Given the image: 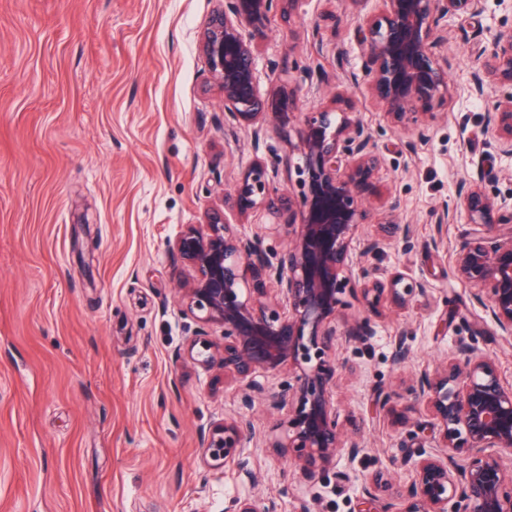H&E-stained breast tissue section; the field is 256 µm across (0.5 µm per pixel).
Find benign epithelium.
<instances>
[{"mask_svg":"<svg viewBox=\"0 0 512 512\" xmlns=\"http://www.w3.org/2000/svg\"><path fill=\"white\" fill-rule=\"evenodd\" d=\"M211 15L203 33L210 78L224 92L225 117L252 128L259 142L265 125L284 122L298 108L299 85L262 98L255 88L256 42L276 14L292 18L302 0H227ZM360 18L356 38L363 48L361 73L341 70L339 82L363 80L387 123L425 139L433 103L450 93L448 73L435 56L441 23L454 16L475 17L481 0H345ZM469 91L482 97L511 89L494 100L487 127L501 152L512 154V34L477 46ZM298 156V174L309 192L296 200L279 192L268 166L252 164L225 202L239 213L264 207L288 212L282 229L288 248L271 257L260 239L240 234L227 222L224 207L208 206L200 224H189L172 248L192 271L178 284L181 303L201 329H222V341H194L193 363L224 370V383L242 390L250 403L259 397L288 414L276 424L280 434L268 447L290 457L310 477L336 467L342 456L361 451L355 432L340 421L333 404L339 382L354 375L336 360L339 338L361 342L372 335L371 316L384 306L404 311L425 288L396 272L386 278L364 268L352 273V245L368 217L367 204L387 207L385 222L364 239L363 251L377 253L398 235L410 242L409 226L393 219L377 184L382 156L353 104L336 94V111L308 112L288 157ZM464 211L473 228L463 237L448 276L471 287L473 299L498 335L512 339V213L476 182L461 185L456 202L443 204L436 221H454ZM363 300L367 314L347 312L345 293ZM288 370L281 389L270 392L256 380L260 372ZM377 405L391 423L407 429L402 447L414 457L405 489L378 472L362 488L361 512H512V386L493 357L480 351L477 337L461 341L454 354L410 377L406 394L388 387ZM431 417L434 449L418 441L414 415ZM253 425L245 417L226 418L203 432L206 463L234 467L254 480L244 458ZM224 512H277L273 501L259 507L234 498Z\"/></svg>","mask_w":512,"mask_h":512,"instance_id":"benign-epithelium-1","label":"benign epithelium"}]
</instances>
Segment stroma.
Segmentation results:
<instances>
[{
	"label": "stroma",
	"mask_w": 512,
	"mask_h": 512,
	"mask_svg": "<svg viewBox=\"0 0 512 512\" xmlns=\"http://www.w3.org/2000/svg\"><path fill=\"white\" fill-rule=\"evenodd\" d=\"M226 5L0 0V512H222L237 497L274 500L278 512L302 500L311 512H359L374 473L403 487L412 477L405 434L377 413L376 389L443 360L478 328L479 348L512 385V340L493 335L469 287L446 274L466 215L434 218L467 179L512 207V155L486 132L487 100L468 92L471 31L486 46L512 32V0H481L477 21L444 22L435 53L453 96L436 106L425 141L388 127L365 85L346 89L384 158L377 182L397 204L395 221L411 229L410 242L354 261L426 288L414 308L375 319L364 342L336 345L356 376L334 404L342 421L361 424V453L338 464L349 483L330 471L303 476L266 446L277 411L244 403L220 369L183 358L200 328L179 301L188 270L173 241L256 161L298 195L288 136L335 90L311 88L258 145L247 128L226 126L200 49L205 21ZM328 13L340 14L339 28L325 27ZM357 24L344 0H302L292 22L273 18L257 44L259 95L304 83L309 66L335 76L340 57L360 70ZM226 218L267 252L288 245L276 230L287 214L230 208ZM238 416L255 427L251 483L202 460V429Z\"/></svg>",
	"instance_id": "obj_1"
}]
</instances>
